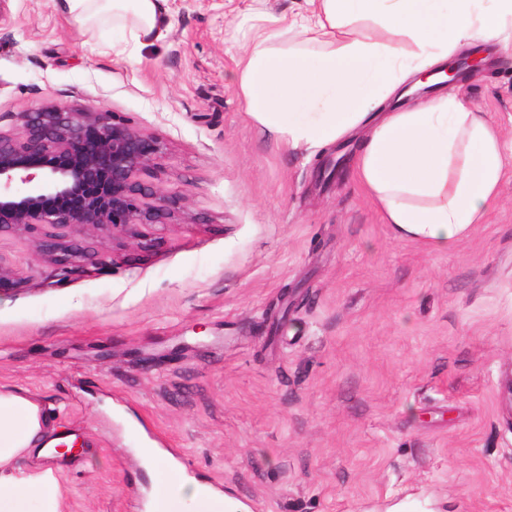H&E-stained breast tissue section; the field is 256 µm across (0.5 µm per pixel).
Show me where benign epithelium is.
I'll use <instances>...</instances> for the list:
<instances>
[{
	"label": "benign epithelium",
	"instance_id": "obj_1",
	"mask_svg": "<svg viewBox=\"0 0 512 512\" xmlns=\"http://www.w3.org/2000/svg\"><path fill=\"white\" fill-rule=\"evenodd\" d=\"M15 121L17 134L0 133V231L94 229L133 245L137 226L174 218V198L138 178L160 154L155 137L89 105L45 102L17 113ZM34 181L38 191L23 189ZM39 247L64 270L76 253L52 234Z\"/></svg>",
	"mask_w": 512,
	"mask_h": 512
}]
</instances>
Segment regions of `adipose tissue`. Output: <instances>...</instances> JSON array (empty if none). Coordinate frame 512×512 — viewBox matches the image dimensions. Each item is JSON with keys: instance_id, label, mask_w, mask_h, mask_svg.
<instances>
[{"instance_id": "ef3b65f1", "label": "adipose tissue", "mask_w": 512, "mask_h": 512, "mask_svg": "<svg viewBox=\"0 0 512 512\" xmlns=\"http://www.w3.org/2000/svg\"><path fill=\"white\" fill-rule=\"evenodd\" d=\"M303 11L257 12L252 43L240 57L238 87L249 114L288 145L322 147L366 126L356 175L399 239L444 250L482 223L507 172L498 134L460 94L404 112L376 113L379 96L449 50L498 39L512 26V0H305ZM82 27L105 22L141 48L167 38V0H57ZM364 17L386 20L415 52L355 32ZM41 403L0 390V512H62L57 468L19 461L56 445ZM164 484L166 512H214L212 490L167 478L168 462L145 451Z\"/></svg>"}]
</instances>
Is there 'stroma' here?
<instances>
[{
	"mask_svg": "<svg viewBox=\"0 0 512 512\" xmlns=\"http://www.w3.org/2000/svg\"><path fill=\"white\" fill-rule=\"evenodd\" d=\"M253 0H168L137 49L54 0H5L0 132L50 101L154 136L141 172L178 200L134 246L73 235L60 278L0 232V387L84 442L64 512H152L154 448L236 512H512V170L445 250L397 239L353 168L356 128L293 149L247 112ZM448 84L512 156V42ZM106 264H98V255Z\"/></svg>",
	"mask_w": 512,
	"mask_h": 512,
	"instance_id": "1",
	"label": "stroma"
}]
</instances>
